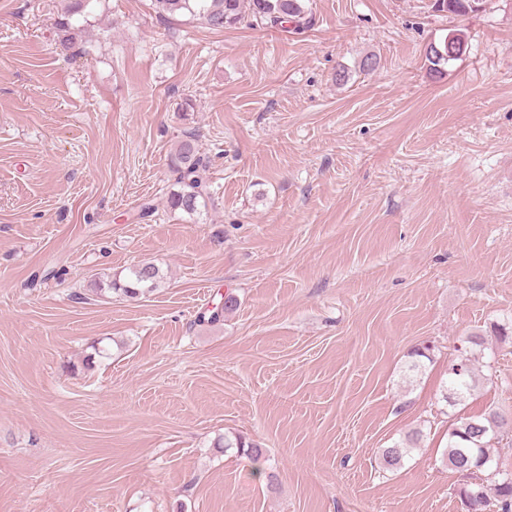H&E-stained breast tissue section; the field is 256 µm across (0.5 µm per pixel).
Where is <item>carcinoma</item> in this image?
<instances>
[{
    "label": "carcinoma",
    "instance_id": "1",
    "mask_svg": "<svg viewBox=\"0 0 512 512\" xmlns=\"http://www.w3.org/2000/svg\"><path fill=\"white\" fill-rule=\"evenodd\" d=\"M92 0H64L55 21L59 45L69 50L76 39V29L71 20L89 8ZM486 0H434L432 8L440 12L465 15L475 12ZM155 12L164 19L188 16L205 27L221 31L237 24L251 29L282 28L299 33L311 26L305 0H152ZM446 41L431 43L426 48L430 71L441 73L451 62L446 57ZM207 162L200 153L196 139L189 135L180 140L174 152L172 172L176 189L168 196L171 209L188 216L200 213L207 204L214 202L210 183L206 177ZM163 279L160 268L152 262H142L127 268L122 276H108L93 280L92 291H115L129 298H137L154 291ZM237 305L232 296L224 297L222 305L202 312L201 324L215 325L224 321ZM485 338L475 333L464 340L460 357L448 367V378L441 390L442 401L462 405L476 386L473 368L476 352L484 350ZM508 422L497 411L461 417L448 427L446 446L441 461L449 469L472 476V481L459 486L456 494L465 512H512V471L502 468L493 453L494 444L502 441ZM423 439V432L414 430L393 445L381 449L380 467L389 472L402 468L408 449L416 448ZM237 448L260 472L264 460L263 448L243 436L224 442V447Z\"/></svg>",
    "mask_w": 512,
    "mask_h": 512
}]
</instances>
